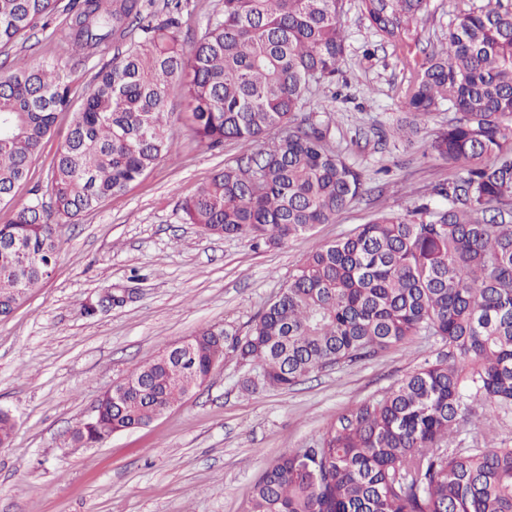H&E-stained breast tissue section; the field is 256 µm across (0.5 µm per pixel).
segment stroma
Segmentation results:
<instances>
[{
	"label": "stroma",
	"mask_w": 512,
	"mask_h": 512,
	"mask_svg": "<svg viewBox=\"0 0 512 512\" xmlns=\"http://www.w3.org/2000/svg\"><path fill=\"white\" fill-rule=\"evenodd\" d=\"M489 0H430L419 40L381 43L360 0H346L347 51L335 85L315 93L305 113L328 123L332 145L363 170L370 193L333 223L271 248L218 237L181 220V200L239 148L199 144L171 97L175 150L124 193L74 223L59 224L60 249L50 278L0 318V411L15 424L0 447V512H248L252 486L279 456L312 446L336 418L443 353L419 336L375 358L342 364L282 391H243L248 368L225 350L205 383L150 424L78 447L69 435L98 398L132 369L204 328L248 334L266 306L320 243L346 236L379 211L402 213L453 169L429 145L452 111L440 106L412 141L378 144L412 87L422 50L440 45L449 21ZM58 13L15 44L0 48V67L19 58L66 64ZM71 123L59 112L30 176L0 206L46 191L54 155ZM128 288L120 307L89 317L85 304L108 288Z\"/></svg>",
	"instance_id": "obj_1"
}]
</instances>
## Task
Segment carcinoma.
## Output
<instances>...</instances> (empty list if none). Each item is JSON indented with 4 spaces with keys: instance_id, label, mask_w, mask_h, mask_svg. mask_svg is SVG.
<instances>
[{
    "instance_id": "carcinoma-1",
    "label": "carcinoma",
    "mask_w": 512,
    "mask_h": 512,
    "mask_svg": "<svg viewBox=\"0 0 512 512\" xmlns=\"http://www.w3.org/2000/svg\"><path fill=\"white\" fill-rule=\"evenodd\" d=\"M165 16L144 0H69L64 40L79 64L112 55L72 113L56 154L50 209L33 200L0 224V317L44 279L55 225L126 190L174 149L176 91L197 140L243 151L181 204L207 233L279 246L331 223L363 194L361 173L303 108L341 71L344 0H222L185 54L180 0ZM392 46L415 39L429 0H361ZM59 12V0H0V47ZM72 73L21 60L0 76V204L12 201L56 113L70 108ZM448 103L454 116L431 152L456 173L405 213L380 212L316 247L279 298L231 347L251 368L246 391L291 388L340 363L432 336L446 352L352 407L313 447L280 456L256 481L249 512H512V446L497 441L512 411V0H491L448 24L426 54L389 136L407 140ZM219 329L199 331L134 368L115 401L97 400L101 430L145 426L208 378L224 354ZM479 421L476 446L451 448Z\"/></svg>"
}]
</instances>
